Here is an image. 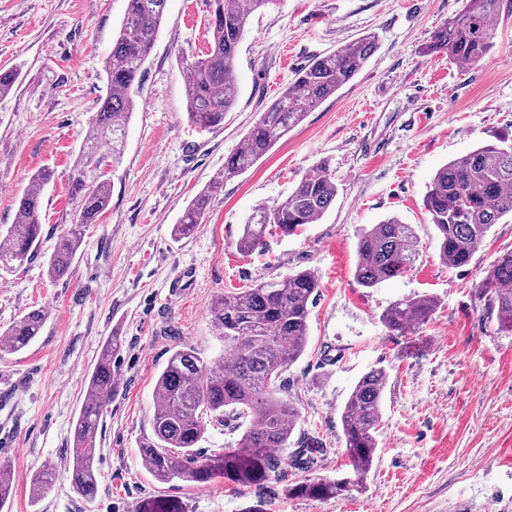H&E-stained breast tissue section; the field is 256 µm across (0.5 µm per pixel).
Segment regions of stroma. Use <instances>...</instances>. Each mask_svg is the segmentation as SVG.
Here are the masks:
<instances>
[{
	"label": "stroma",
	"instance_id": "35a3bbf8",
	"mask_svg": "<svg viewBox=\"0 0 512 512\" xmlns=\"http://www.w3.org/2000/svg\"><path fill=\"white\" fill-rule=\"evenodd\" d=\"M125 0H0V69L18 73L0 99V225L14 223L31 176L53 173L42 198V248L0 277V331L40 309L47 319L25 350L0 353V464L15 491L0 512H145L162 503L181 512H512V334L499 332L475 285L512 250V219L494 225L471 263L439 257L423 199L436 171L477 145L512 136V0L494 20L495 47L465 66L420 49L463 0H276L256 11L238 48L239 97L222 126L198 131L186 116L181 62L203 55L212 0H168L147 59L139 106L120 164L107 167L111 202L87 225L68 276L46 261L70 222L74 163L107 92L103 64ZM375 34L363 69L278 142L249 171L225 181L196 232L172 228L187 204L224 170L260 112L313 57ZM337 186L320 221L240 253L245 219L287 198L321 162ZM397 218L411 225L418 255L403 276L365 288L354 277L357 234ZM313 272L300 359L283 374L299 411L295 437L324 452L312 467L257 485L218 475L204 483L157 482L139 443L151 436L156 380L174 347L207 358L224 343L208 315L218 295L288 274ZM433 297L419 335L396 336L381 322L393 302ZM118 390L99 436V484L83 501L69 477L73 422L84 378L112 333ZM388 374L379 445L364 488L346 496H294L309 480L347 471L340 415L358 380ZM57 478L40 500L29 492L44 466Z\"/></svg>",
	"mask_w": 512,
	"mask_h": 512
}]
</instances>
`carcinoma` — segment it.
I'll return each mask as SVG.
<instances>
[{
  "label": "carcinoma",
  "mask_w": 512,
  "mask_h": 512,
  "mask_svg": "<svg viewBox=\"0 0 512 512\" xmlns=\"http://www.w3.org/2000/svg\"><path fill=\"white\" fill-rule=\"evenodd\" d=\"M124 19L112 50L105 58L108 93L100 101L89 127L72 180V218L47 259V274L68 275L84 238V227L107 209L111 185L105 167L121 159L127 126L139 106L136 96L164 17L167 0H126ZM274 0H214L209 20L207 52L186 62V114L201 130L224 123V114L238 100L236 58L249 17ZM503 0H465L464 7L438 27L421 53L445 52L466 65L484 60L494 47L493 21ZM376 35L369 34L335 51L312 58L295 80L269 103L245 137L244 146L224 160V172L202 189L185 207L173 236H191L207 213L212 193L224 181L251 168L299 125L308 112L350 82L373 54ZM109 151H102V146ZM51 173L44 169L31 178L19 200L14 224L0 235V275L37 257L41 245L42 194ZM336 182L320 165L295 185L288 197L257 209L243 224L240 252L263 245L267 228L287 235L317 223L336 198ZM424 207L438 231L439 256L452 268L470 264L477 246L493 225L512 217V142L497 138L442 166L424 197ZM417 237L409 224L389 218L361 229L358 234L357 281L365 288L402 276L413 265ZM319 288L314 273L303 270L279 280L260 282L227 292L209 306L211 322L224 338V356L215 363L197 347L177 345L155 383L153 437L140 444L141 456L152 476L162 482L198 483L217 471L242 483L282 475V465L308 468L319 446L300 443L283 460L274 449H286L294 434L298 409L283 397L286 368L303 354L308 336L309 304ZM479 299L496 316L498 327L512 333V251L500 255L475 288ZM436 308L430 297L402 299L382 314V322L396 335L416 334ZM46 314L35 309L0 334V350L20 352L40 336ZM123 340L111 336L102 345L98 361L85 378V402L73 423L69 448L71 484L76 494L91 500L98 488L95 467L97 436L104 413L116 391L112 357ZM387 374L367 372L354 387L341 414L349 475L318 482H300L294 494L342 496L362 489L378 448V426ZM250 419L237 443L218 459H206L199 444L210 425L229 419ZM56 479L47 466L30 483L37 499ZM13 493L11 470L0 467V509Z\"/></svg>",
  "instance_id": "carcinoma-1"
}]
</instances>
